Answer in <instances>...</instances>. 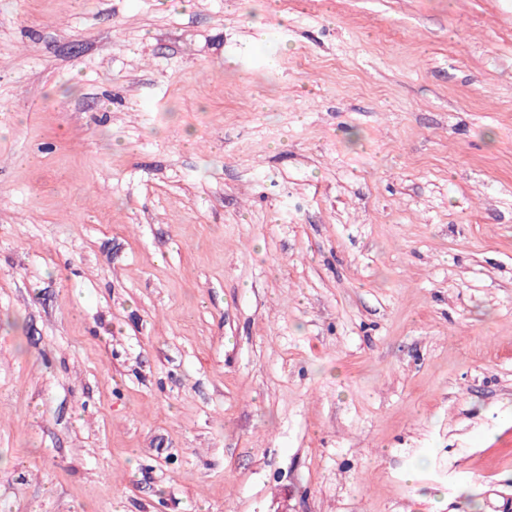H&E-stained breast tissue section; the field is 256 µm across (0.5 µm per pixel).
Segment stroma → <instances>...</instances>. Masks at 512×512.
Masks as SVG:
<instances>
[{"label":"stroma","mask_w":512,"mask_h":512,"mask_svg":"<svg viewBox=\"0 0 512 512\" xmlns=\"http://www.w3.org/2000/svg\"><path fill=\"white\" fill-rule=\"evenodd\" d=\"M0 512H512V0H0Z\"/></svg>","instance_id":"35a3bbf8"}]
</instances>
